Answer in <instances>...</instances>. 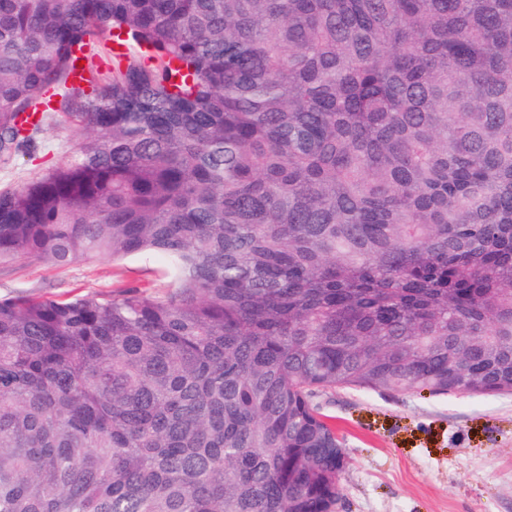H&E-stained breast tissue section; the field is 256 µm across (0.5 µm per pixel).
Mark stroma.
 Here are the masks:
<instances>
[{
  "instance_id": "stroma-1",
  "label": "stroma",
  "mask_w": 512,
  "mask_h": 512,
  "mask_svg": "<svg viewBox=\"0 0 512 512\" xmlns=\"http://www.w3.org/2000/svg\"><path fill=\"white\" fill-rule=\"evenodd\" d=\"M80 131L56 122L0 169L15 187L74 152ZM161 259L104 257L60 267L20 257L0 265V299L112 295L134 285L166 292ZM348 455L338 512H512V394L418 396L361 389L321 394Z\"/></svg>"
}]
</instances>
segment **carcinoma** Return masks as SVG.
Listing matches in <instances>:
<instances>
[{"label":"carcinoma","instance_id":"cac0c4a2","mask_svg":"<svg viewBox=\"0 0 512 512\" xmlns=\"http://www.w3.org/2000/svg\"><path fill=\"white\" fill-rule=\"evenodd\" d=\"M55 115L0 263L169 289L0 299V512H336L321 393L512 394V0H0V167ZM81 132L65 124L52 122L35 136L30 151L21 154L10 168L0 169V188L15 187L48 167L64 160L81 142ZM168 279L161 259L153 254L119 261L112 257L78 260L60 267L47 261L19 257L0 265V299L16 296L65 298L73 294L112 295L123 285L138 286L149 295L167 291Z\"/></svg>","mask_w":512,"mask_h":512}]
</instances>
